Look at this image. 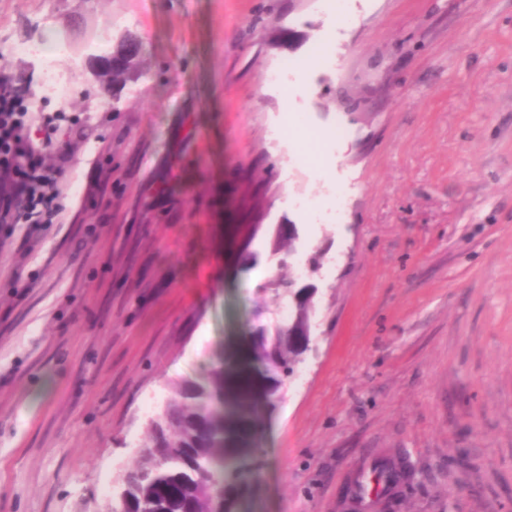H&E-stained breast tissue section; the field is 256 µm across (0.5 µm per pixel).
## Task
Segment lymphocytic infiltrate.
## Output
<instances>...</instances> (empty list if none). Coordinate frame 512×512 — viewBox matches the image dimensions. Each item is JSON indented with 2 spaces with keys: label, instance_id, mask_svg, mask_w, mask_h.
<instances>
[{
  "label": "lymphocytic infiltrate",
  "instance_id": "lymphocytic-infiltrate-1",
  "mask_svg": "<svg viewBox=\"0 0 512 512\" xmlns=\"http://www.w3.org/2000/svg\"><path fill=\"white\" fill-rule=\"evenodd\" d=\"M29 88L0 67V226H23L33 237L40 225L54 223L63 179L45 162L48 150L65 151L67 141L34 140L26 130Z\"/></svg>",
  "mask_w": 512,
  "mask_h": 512
}]
</instances>
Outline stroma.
Returning a JSON list of instances; mask_svg holds the SVG:
<instances>
[{
	"instance_id": "obj_1",
	"label": "stroma",
	"mask_w": 512,
	"mask_h": 512,
	"mask_svg": "<svg viewBox=\"0 0 512 512\" xmlns=\"http://www.w3.org/2000/svg\"><path fill=\"white\" fill-rule=\"evenodd\" d=\"M345 8L341 27L328 0H0V32L73 50L58 104L38 58L0 60L32 137L45 113L79 121L48 158L63 222L0 253V512H106L142 399L280 323L243 258L278 224L302 247L274 277L317 294L243 512H512V0ZM126 35L144 52L117 91L91 46ZM287 59L306 71L270 86ZM380 461L410 475L368 507L353 486Z\"/></svg>"
}]
</instances>
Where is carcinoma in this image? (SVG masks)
I'll return each instance as SVG.
<instances>
[{
    "label": "carcinoma",
    "mask_w": 512,
    "mask_h": 512,
    "mask_svg": "<svg viewBox=\"0 0 512 512\" xmlns=\"http://www.w3.org/2000/svg\"><path fill=\"white\" fill-rule=\"evenodd\" d=\"M142 50L130 39L112 53V84L126 81ZM267 246L274 254L297 251L286 230ZM276 286L288 298V318L244 348L227 347L224 368L177 385L176 398L152 420L148 442L121 480L136 512H242L255 471L247 439L263 426L309 341L305 331L313 298L295 278L278 279ZM372 472L386 486L397 466L384 462Z\"/></svg>",
    "instance_id": "cac0c4a2"
}]
</instances>
